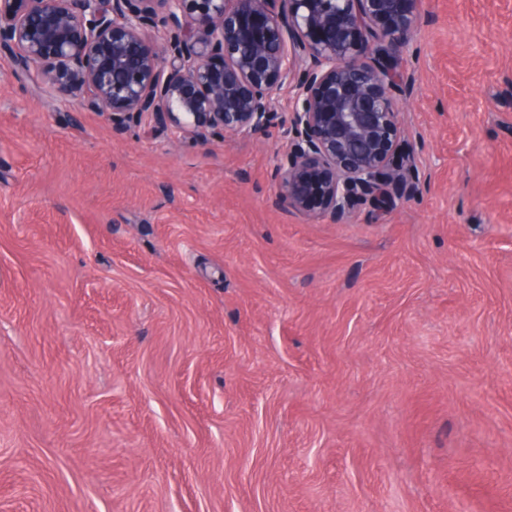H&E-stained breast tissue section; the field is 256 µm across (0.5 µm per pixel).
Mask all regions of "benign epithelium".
I'll use <instances>...</instances> for the list:
<instances>
[{
  "label": "benign epithelium",
  "instance_id": "obj_1",
  "mask_svg": "<svg viewBox=\"0 0 512 512\" xmlns=\"http://www.w3.org/2000/svg\"><path fill=\"white\" fill-rule=\"evenodd\" d=\"M423 4L0 0V57L39 66L46 92L81 99L116 130L147 118L193 138L260 133L291 85L278 198L339 222L415 189L397 99L412 78L395 58L426 22Z\"/></svg>",
  "mask_w": 512,
  "mask_h": 512
}]
</instances>
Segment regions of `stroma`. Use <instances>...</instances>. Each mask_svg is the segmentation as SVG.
I'll list each match as a JSON object with an SVG mask.
<instances>
[{
  "label": "stroma",
  "instance_id": "35a3bbf8",
  "mask_svg": "<svg viewBox=\"0 0 512 512\" xmlns=\"http://www.w3.org/2000/svg\"><path fill=\"white\" fill-rule=\"evenodd\" d=\"M417 191L348 222L251 138L0 76V512H512V0H426Z\"/></svg>",
  "mask_w": 512,
  "mask_h": 512
}]
</instances>
